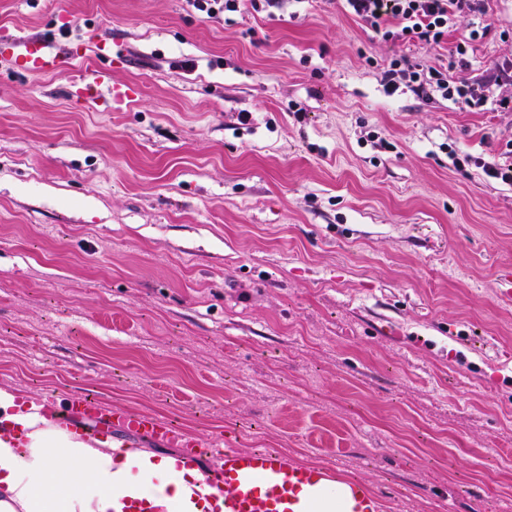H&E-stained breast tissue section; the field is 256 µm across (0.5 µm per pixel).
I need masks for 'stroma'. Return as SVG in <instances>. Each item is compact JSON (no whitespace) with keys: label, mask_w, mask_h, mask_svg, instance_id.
I'll return each mask as SVG.
<instances>
[{"label":"stroma","mask_w":512,"mask_h":512,"mask_svg":"<svg viewBox=\"0 0 512 512\" xmlns=\"http://www.w3.org/2000/svg\"><path fill=\"white\" fill-rule=\"evenodd\" d=\"M1 28L88 70L110 44L138 95L0 54V387L275 449L383 512H512V186L472 163L512 112L387 95L402 47L340 0H0ZM511 55L500 0L451 75ZM264 1L270 6L272 0H185L188 6L203 13L206 18H216L219 13L238 12L250 6L258 11L260 6L257 2ZM249 2V3H245ZM72 96L83 98L87 103L103 110L118 109L134 100L138 91L132 85L115 86L112 84L111 70L100 66L85 73L71 84Z\"/></svg>","instance_id":"stroma-1"}]
</instances>
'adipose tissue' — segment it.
Listing matches in <instances>:
<instances>
[{
  "label": "adipose tissue",
  "mask_w": 512,
  "mask_h": 512,
  "mask_svg": "<svg viewBox=\"0 0 512 512\" xmlns=\"http://www.w3.org/2000/svg\"><path fill=\"white\" fill-rule=\"evenodd\" d=\"M0 412L14 425L0 435V512H126L132 499L164 512H211L196 495L199 468L176 456L87 442L8 387L0 388Z\"/></svg>",
  "instance_id": "1"
}]
</instances>
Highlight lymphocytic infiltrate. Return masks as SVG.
Here are the masks:
<instances>
[{
    "label": "lymphocytic infiltrate",
    "mask_w": 512,
    "mask_h": 512,
    "mask_svg": "<svg viewBox=\"0 0 512 512\" xmlns=\"http://www.w3.org/2000/svg\"><path fill=\"white\" fill-rule=\"evenodd\" d=\"M494 0H343V7L385 41L436 50L447 48L448 64L426 67L408 55L393 57L382 74L387 94L408 87L423 97L441 95L469 109L483 110L488 103L512 112V59L496 60L471 81L450 80V70L467 66L475 41L495 28ZM471 19L470 30L455 44L447 37L457 19Z\"/></svg>",
    "instance_id": "f902f5d3"
}]
</instances>
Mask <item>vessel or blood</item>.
Returning <instances> with one entry per match:
<instances>
[{"mask_svg": "<svg viewBox=\"0 0 512 512\" xmlns=\"http://www.w3.org/2000/svg\"><path fill=\"white\" fill-rule=\"evenodd\" d=\"M12 63L29 75H45L73 67L78 60L72 51L60 52L39 40L14 38ZM137 89L116 86L111 71L101 66L72 83V95L103 109H117L133 101ZM61 429L88 440L119 434L122 445L144 439L154 446L180 448L185 466L214 459L203 469L202 485L210 498L222 501L223 512H308L310 502L332 499L338 512H380V498L373 486L359 479H344L325 468L307 467L287 456L267 450L241 452L180 431L157 416L116 409L98 397L75 393L48 409Z\"/></svg>", "mask_w": 512, "mask_h": 512, "instance_id": "vessel-or-blood-1", "label": "vessel or blood"}]
</instances>
